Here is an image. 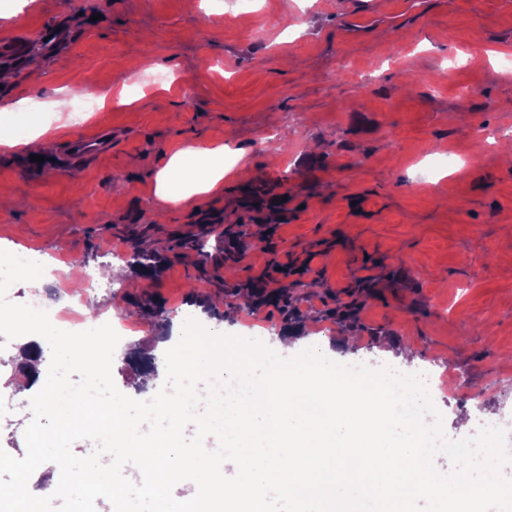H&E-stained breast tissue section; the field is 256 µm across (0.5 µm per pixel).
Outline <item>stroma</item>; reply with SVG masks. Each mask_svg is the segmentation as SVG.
Listing matches in <instances>:
<instances>
[{
    "mask_svg": "<svg viewBox=\"0 0 512 512\" xmlns=\"http://www.w3.org/2000/svg\"><path fill=\"white\" fill-rule=\"evenodd\" d=\"M51 22L70 32L67 50L41 47ZM19 34L41 75L14 67L0 107L23 84L32 121L55 119L57 94L107 96L81 124L55 119L50 151L101 132L109 150L81 163L77 184L0 154V193L23 201L0 209V240L79 274L154 243L160 263L141 293H64L73 314L134 325L112 363L122 393L140 396L126 356L155 346V305L165 320L222 317L234 336L241 320L266 322L329 343L342 364L376 365L396 344L452 366L459 387L434 397L451 439L468 437L461 420L512 409V380L487 391L512 377V167L500 142L475 139L512 130V0H196L192 11L187 0H0V38ZM147 58L168 86L143 83ZM125 81L144 85L128 105ZM462 86L476 90L465 102ZM190 143L245 150V174L200 205L160 202L156 172ZM274 191L287 209L259 207ZM215 224L244 232L242 258L212 240ZM288 263L309 266L298 286L274 270ZM20 377L0 366V448L16 458L39 390Z\"/></svg>",
    "mask_w": 512,
    "mask_h": 512,
    "instance_id": "35a3bbf8",
    "label": "stroma"
}]
</instances>
